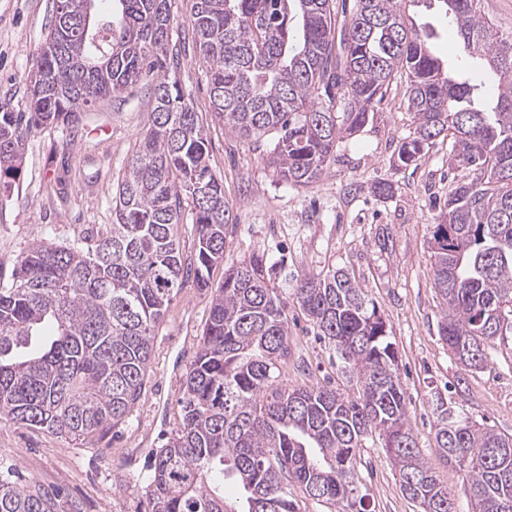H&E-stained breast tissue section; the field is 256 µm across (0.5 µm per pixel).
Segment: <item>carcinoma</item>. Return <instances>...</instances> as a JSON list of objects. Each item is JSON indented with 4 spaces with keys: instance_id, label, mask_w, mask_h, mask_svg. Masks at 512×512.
<instances>
[{
    "instance_id": "carcinoma-1",
    "label": "carcinoma",
    "mask_w": 512,
    "mask_h": 512,
    "mask_svg": "<svg viewBox=\"0 0 512 512\" xmlns=\"http://www.w3.org/2000/svg\"><path fill=\"white\" fill-rule=\"evenodd\" d=\"M116 2L118 11L94 10L84 23L80 0H64L27 111L0 102L2 183L19 171L32 130L73 128L95 104L153 83L151 124L118 185L112 223L68 245L33 244L0 287V415L74 441L117 426L138 400L153 328L174 292L209 287L233 221L207 164V132L170 78L168 0ZM402 2L354 0L348 13L346 0H192L191 21L215 117L246 138L275 131L268 163L298 186L316 182L341 135L359 131L389 83L405 78L416 126L398 166L442 137L450 161L469 170L448 193L431 250L446 304L439 336L477 370L512 333V40L482 21L479 0H437L465 53L462 66L445 64L430 34L407 25ZM186 198L189 257L177 233ZM268 272L262 255L224 272L182 380L180 430L146 481L151 512H298L295 486L338 512H371L356 479L375 433L419 512H459L416 444L389 325L364 289L335 270L305 276L292 293L356 391L284 386L288 298ZM433 411L442 460L466 469L470 512H512V436L473 423L440 394ZM216 480L239 486L242 503L214 496ZM53 507L40 490L0 479V512Z\"/></svg>"
}]
</instances>
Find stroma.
I'll return each instance as SVG.
<instances>
[{"instance_id":"obj_1","label":"stroma","mask_w":512,"mask_h":512,"mask_svg":"<svg viewBox=\"0 0 512 512\" xmlns=\"http://www.w3.org/2000/svg\"><path fill=\"white\" fill-rule=\"evenodd\" d=\"M170 50L175 71L207 130L209 165L224 182L233 209L224 260L210 271V287L186 285L171 297L152 336V355L139 401L109 432L83 441L0 418V472L51 494L56 512H151L143 479L155 454L177 432L178 400L224 272L264 255L270 284L290 297L308 274L348 272L387 321L398 349L400 382L423 457L450 487L466 473L444 465L435 441V392L448 391L457 411L495 432L512 435V334L497 339L484 368L468 371L439 337L444 305L433 283L431 226L449 191L465 177L450 162L446 140H435L417 164L396 167L394 154L415 128L405 85L389 88L357 133L336 144V158L307 186L284 182L266 156L275 138L244 139L213 115L206 66L190 23L189 0H170ZM406 11L431 33L443 60L460 48L438 0ZM53 12V0H0V102L26 109L35 68ZM150 81L81 113L74 130L48 127L30 133L24 162L11 188H0V284L28 248L43 239L71 243L94 224L112 221V201L135 144L146 131L154 99ZM393 193L375 194L378 183ZM291 354L281 364L284 385L350 390L333 347L302 309L288 305ZM360 492L372 512H417L378 438L366 441L358 466Z\"/></svg>"}]
</instances>
